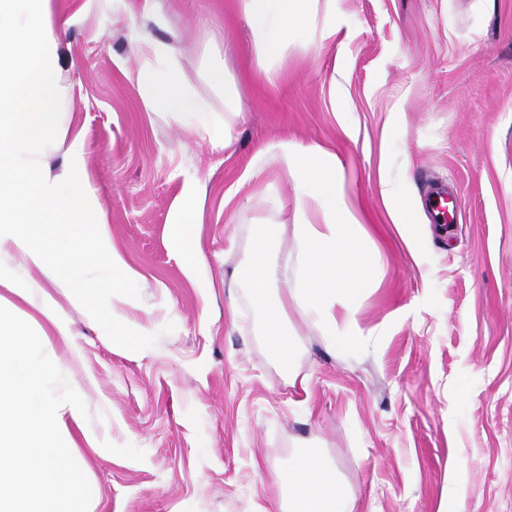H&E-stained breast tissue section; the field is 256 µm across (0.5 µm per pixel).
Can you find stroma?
Masks as SVG:
<instances>
[{
	"label": "stroma",
	"mask_w": 512,
	"mask_h": 512,
	"mask_svg": "<svg viewBox=\"0 0 512 512\" xmlns=\"http://www.w3.org/2000/svg\"><path fill=\"white\" fill-rule=\"evenodd\" d=\"M159 5L162 21L145 26L148 0H51L71 128L44 159L89 184L105 245L140 290L109 308L157 344L117 346L65 284L0 247V306L35 330L90 413L72 438L92 512H251L280 500L272 473L303 448L373 512H512V0H319L264 75L240 0ZM142 35L219 122L210 72L224 65L244 112L227 147L146 110L124 75ZM284 142L336 156L379 261L355 315L366 344L334 354L289 305L287 371L247 289L224 286L259 224L281 235L276 264H296ZM386 180L400 201L383 196ZM441 187L461 201L447 229L426 208ZM47 296L62 329L38 312Z\"/></svg>",
	"instance_id": "35a3bbf8"
}]
</instances>
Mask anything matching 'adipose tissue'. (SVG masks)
I'll return each mask as SVG.
<instances>
[{
    "instance_id": "1",
    "label": "adipose tissue",
    "mask_w": 512,
    "mask_h": 512,
    "mask_svg": "<svg viewBox=\"0 0 512 512\" xmlns=\"http://www.w3.org/2000/svg\"><path fill=\"white\" fill-rule=\"evenodd\" d=\"M241 2L258 39L256 63L261 66L287 46L289 37L304 33L317 0ZM137 51L149 61L126 77L147 88L146 108L177 118L187 130H206L215 145L225 146L228 126L212 124L209 103L191 90L177 60L148 41L139 44ZM277 159L296 181L295 204L305 216L293 227L298 264L290 273L275 265L281 239L261 225L255 229L258 248L236 266L230 284L247 288L253 306L265 318L264 336L272 355L288 369L297 357L298 345L284 322L286 303L280 284L293 281L294 298L328 342L352 348L364 343L354 315L378 264L355 235L356 219L335 157L314 146L285 144ZM273 479L284 492L279 512H356L355 494L338 481L330 461L315 451L298 452L288 469L274 472Z\"/></svg>"
}]
</instances>
